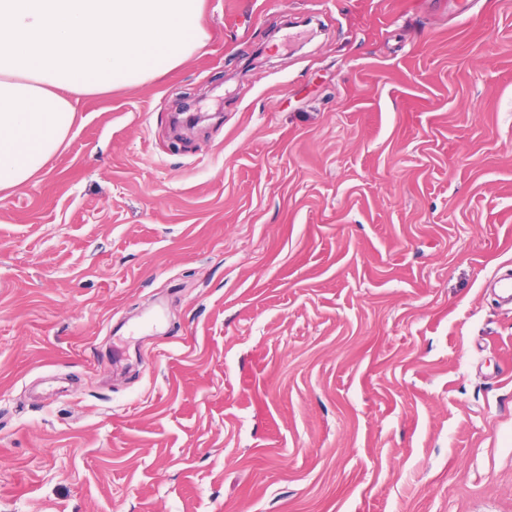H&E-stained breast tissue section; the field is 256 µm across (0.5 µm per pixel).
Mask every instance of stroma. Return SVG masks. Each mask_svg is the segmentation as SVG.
I'll use <instances>...</instances> for the list:
<instances>
[{"mask_svg": "<svg viewBox=\"0 0 512 512\" xmlns=\"http://www.w3.org/2000/svg\"><path fill=\"white\" fill-rule=\"evenodd\" d=\"M202 22L0 195V512H512V0Z\"/></svg>", "mask_w": 512, "mask_h": 512, "instance_id": "obj_1", "label": "stroma"}]
</instances>
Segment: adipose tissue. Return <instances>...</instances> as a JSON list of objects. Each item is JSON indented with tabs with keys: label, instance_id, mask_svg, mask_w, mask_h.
I'll use <instances>...</instances> for the list:
<instances>
[{
	"label": "adipose tissue",
	"instance_id": "ef3b65f1",
	"mask_svg": "<svg viewBox=\"0 0 512 512\" xmlns=\"http://www.w3.org/2000/svg\"><path fill=\"white\" fill-rule=\"evenodd\" d=\"M203 0H0V192L45 172L86 96L150 82L203 47Z\"/></svg>",
	"mask_w": 512,
	"mask_h": 512
}]
</instances>
